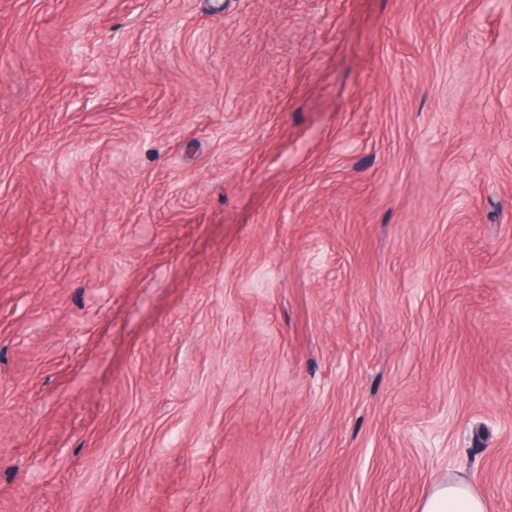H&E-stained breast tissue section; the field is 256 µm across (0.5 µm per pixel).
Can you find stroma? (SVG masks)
<instances>
[{
  "label": "stroma",
  "instance_id": "35a3bbf8",
  "mask_svg": "<svg viewBox=\"0 0 512 512\" xmlns=\"http://www.w3.org/2000/svg\"><path fill=\"white\" fill-rule=\"evenodd\" d=\"M512 512V0H0V512ZM421 512H487L486 501L467 483L452 476L433 484L423 498Z\"/></svg>",
  "mask_w": 512,
  "mask_h": 512
}]
</instances>
